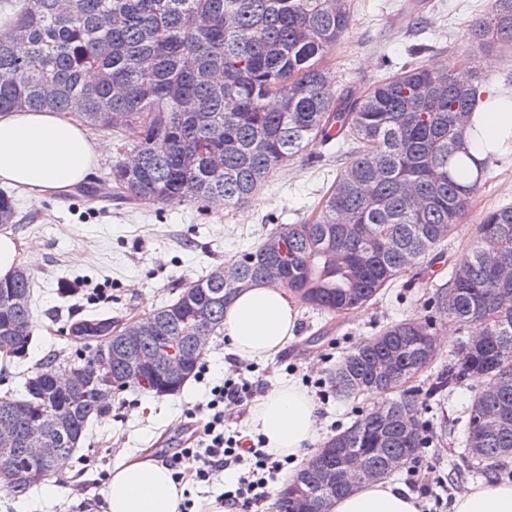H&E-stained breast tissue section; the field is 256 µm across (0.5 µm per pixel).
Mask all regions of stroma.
<instances>
[{"instance_id":"obj_1","label":"stroma","mask_w":512,"mask_h":512,"mask_svg":"<svg viewBox=\"0 0 512 512\" xmlns=\"http://www.w3.org/2000/svg\"><path fill=\"white\" fill-rule=\"evenodd\" d=\"M489 6L490 0H353L351 25L332 52L334 87L369 85L383 75L382 59L401 61L416 47L428 66L453 71L459 60L475 56L491 91L512 99V57L475 51L465 38L468 24ZM348 158L335 145L313 142L304 156L276 172L251 203L233 210L203 212L182 201L128 205L82 195L75 186L58 194L12 190L16 218L5 233L17 243L20 263L31 274L35 305L28 355L0 363V395L18 393L26 374L53 359L86 355V348L68 335L70 322L92 316L126 320L149 312L177 296L185 284L257 247L279 225L303 221ZM488 170L451 236L455 256L467 254L489 210L512 204V152L490 160ZM446 277L443 271L408 272L349 318L304 308L294 341L266 361L237 360L228 354L223 337H213L203 358L209 367L205 378L189 379L176 395H116L111 414L90 425L68 469L23 498L0 487V512H88L103 498L113 467L126 456L161 457L201 433L205 415L200 406L210 384L234 368L260 397L290 381L303 388L321 408L318 437L326 439L376 403L367 394L344 397L333 389L331 376L341 356L386 324L424 317L435 285ZM474 391L467 384L451 392L444 409L430 415L439 443L392 476L404 488H424V512H453L456 495L483 481L456 467L464 439L458 418Z\"/></svg>"}]
</instances>
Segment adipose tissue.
Here are the masks:
<instances>
[{
	"instance_id": "obj_1",
	"label": "adipose tissue",
	"mask_w": 512,
	"mask_h": 512,
	"mask_svg": "<svg viewBox=\"0 0 512 512\" xmlns=\"http://www.w3.org/2000/svg\"><path fill=\"white\" fill-rule=\"evenodd\" d=\"M479 120L488 133L471 145L479 161L512 147V100L490 101ZM80 126L53 112H16L0 117V183L31 193L71 188L88 177L107 151ZM303 299L262 283L240 293L226 308L224 333L242 360L278 355L295 337ZM318 407L298 385L262 397L251 424L266 439L268 452L299 460L317 438ZM183 489L154 458L132 457L116 465L105 492L107 512H180ZM454 512H512V483L489 480L459 495ZM329 512H420L418 500L390 480L364 482L336 501Z\"/></svg>"
}]
</instances>
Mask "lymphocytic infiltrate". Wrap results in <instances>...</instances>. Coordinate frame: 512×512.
<instances>
[{"mask_svg":"<svg viewBox=\"0 0 512 512\" xmlns=\"http://www.w3.org/2000/svg\"><path fill=\"white\" fill-rule=\"evenodd\" d=\"M252 394L248 384L225 377L215 384L203 406L207 421L196 446L175 449L166 462L176 482L191 479L210 481L217 473L231 470L237 478L232 489L224 491L221 500L228 512H247L252 505L270 497V484L288 465L265 449L262 435L236 439L224 431V408L246 401Z\"/></svg>","mask_w":512,"mask_h":512,"instance_id":"1","label":"lymphocytic infiltrate"}]
</instances>
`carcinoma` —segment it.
<instances>
[{
	"mask_svg": "<svg viewBox=\"0 0 512 512\" xmlns=\"http://www.w3.org/2000/svg\"><path fill=\"white\" fill-rule=\"evenodd\" d=\"M351 0H16L0 18V113L74 115L90 130L117 139L108 188L132 204L183 199L203 208L245 205L266 179L312 141L353 144L352 159L322 194L317 212L285 224L255 249L189 283L148 317L157 328L124 340L121 321H75L69 336L92 354L65 360L94 372L107 338L119 390L179 393L203 358L200 330L217 336L228 303L261 282L288 287L313 308L333 315L366 307L408 270L448 267L434 285L427 317L393 322L338 361L331 380L339 393L391 392L386 371L416 372L438 355L437 323L484 325L482 345L459 343L456 359L427 387L412 386L383 407L357 416L323 443L361 448L362 463L381 471L396 457L417 459L432 442L420 405L476 375L495 379L475 392L464 421L463 463L497 473L512 458V205L490 211L466 259L454 262L448 236L486 176L467 150L466 134L483 136L473 121L488 91L474 65L467 77L429 69L415 57L389 65L388 76L336 92L329 54L352 21ZM484 50H512V0H492L466 32ZM96 74L89 83L86 75ZM14 203L0 191V227L14 221ZM22 266L0 280V340L26 357L32 340L33 288ZM171 336L180 338L190 367L169 379L158 360ZM142 368L134 372L131 362ZM111 406L78 384L33 372L21 396L0 398V424L19 443L0 448V484L13 496L41 483L73 454L92 422ZM65 421L42 429L41 415ZM55 456L37 471L20 468L29 448L47 442ZM348 494L318 485L304 467L283 487L277 512H321Z\"/></svg>",
	"mask_w": 512,
	"mask_h": 512,
	"instance_id": "obj_1",
	"label": "carcinoma"
}]
</instances>
